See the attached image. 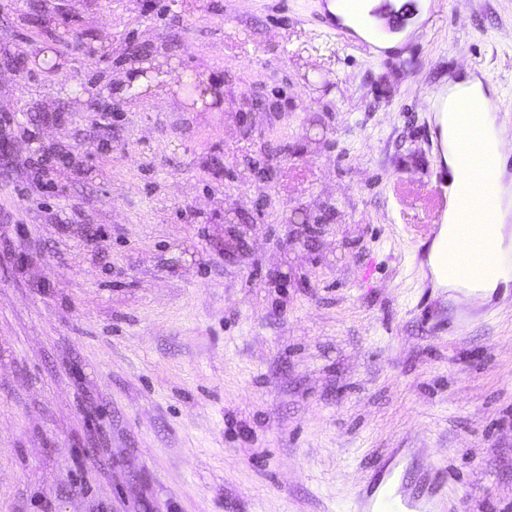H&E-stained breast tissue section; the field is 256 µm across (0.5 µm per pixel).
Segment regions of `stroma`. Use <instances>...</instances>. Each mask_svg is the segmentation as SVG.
<instances>
[{"label": "stroma", "instance_id": "1", "mask_svg": "<svg viewBox=\"0 0 512 512\" xmlns=\"http://www.w3.org/2000/svg\"><path fill=\"white\" fill-rule=\"evenodd\" d=\"M318 10L0 0V512H336L378 454L512 512V296L451 338L416 264L432 97L512 108V0L384 57ZM136 54L223 107L120 93ZM220 85L212 79L204 80L200 76H194L188 82L181 78L173 79L170 90L176 95L184 94V103L189 109H196L199 100L203 102L204 109H218L224 102Z\"/></svg>", "mask_w": 512, "mask_h": 512}]
</instances>
